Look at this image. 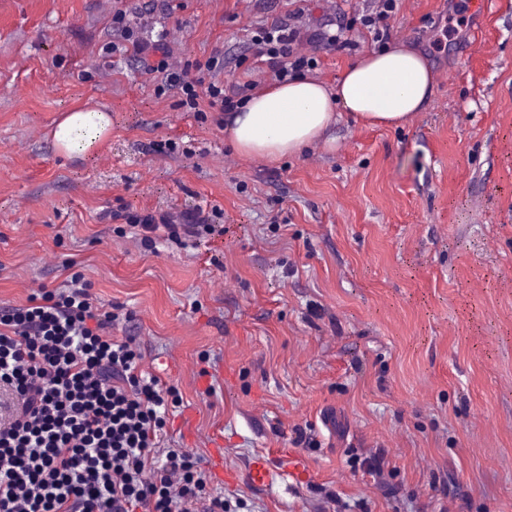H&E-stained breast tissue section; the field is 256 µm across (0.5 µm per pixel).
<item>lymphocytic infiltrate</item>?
I'll use <instances>...</instances> for the list:
<instances>
[{"label": "lymphocytic infiltrate", "instance_id": "1", "mask_svg": "<svg viewBox=\"0 0 512 512\" xmlns=\"http://www.w3.org/2000/svg\"><path fill=\"white\" fill-rule=\"evenodd\" d=\"M298 19L288 13L252 37L257 64L280 82L317 66L321 44L346 45L341 33L308 32ZM112 28L113 51L143 62L155 93L176 94L184 111H232L251 87L204 82L203 73L224 66L216 55L198 63L199 78L174 71L168 43L141 40L123 9L113 10ZM220 212L216 204L195 210L179 227L211 231ZM135 224L152 234L179 228L166 214ZM116 319L79 274L0 308V391L12 399L0 418V512H224L192 454L161 450L170 390L145 371L133 340L113 336Z\"/></svg>", "mask_w": 512, "mask_h": 512}]
</instances>
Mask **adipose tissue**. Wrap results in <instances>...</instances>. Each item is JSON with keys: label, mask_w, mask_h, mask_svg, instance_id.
I'll use <instances>...</instances> for the list:
<instances>
[{"label": "adipose tissue", "mask_w": 512, "mask_h": 512, "mask_svg": "<svg viewBox=\"0 0 512 512\" xmlns=\"http://www.w3.org/2000/svg\"><path fill=\"white\" fill-rule=\"evenodd\" d=\"M433 91L428 59L393 46L350 64L333 87L304 75L261 90L228 114L225 127L240 153L275 161L320 138L337 109L371 124L396 125L422 111ZM110 125L107 114L78 107L58 123L54 139L67 156L82 159Z\"/></svg>", "instance_id": "adipose-tissue-1"}]
</instances>
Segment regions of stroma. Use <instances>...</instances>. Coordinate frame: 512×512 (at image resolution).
<instances>
[{"label": "stroma", "instance_id": "stroma-1", "mask_svg": "<svg viewBox=\"0 0 512 512\" xmlns=\"http://www.w3.org/2000/svg\"><path fill=\"white\" fill-rule=\"evenodd\" d=\"M122 0L141 37L178 28L172 64L221 53L246 75L248 36L294 10L317 31L371 0ZM113 0H0V306L79 273L171 386L163 445L224 470L236 512H512V0H403L394 27L435 75L400 126L351 115L276 162L233 149L217 113L156 96L111 53ZM321 46L332 85L380 51L366 31ZM76 105L112 115L91 157L48 131ZM175 151L153 152L159 141ZM219 204L199 238L143 244L129 218ZM275 448L310 475L249 459ZM386 451L374 476L354 463ZM271 454H261L254 458L248 466V475L252 483H268L273 476Z\"/></svg>", "mask_w": 512, "mask_h": 512}]
</instances>
